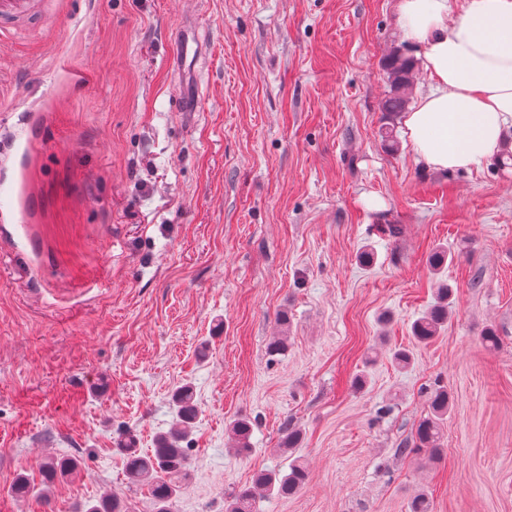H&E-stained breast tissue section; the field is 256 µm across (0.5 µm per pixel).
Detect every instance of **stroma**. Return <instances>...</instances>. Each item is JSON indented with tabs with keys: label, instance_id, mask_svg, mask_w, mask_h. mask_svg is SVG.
I'll use <instances>...</instances> for the list:
<instances>
[{
	"label": "stroma",
	"instance_id": "stroma-1",
	"mask_svg": "<svg viewBox=\"0 0 512 512\" xmlns=\"http://www.w3.org/2000/svg\"><path fill=\"white\" fill-rule=\"evenodd\" d=\"M187 26L203 48L179 69ZM395 47L416 54L397 0H44L0 41V138L30 143L0 151L18 218L0 223V512H44L10 487L47 454L82 464L46 490L53 512L106 493L152 512L119 441L153 448L183 385L199 419L171 512H225L296 459L303 487L255 512H410L422 492L432 512H512V167L385 148ZM442 283L448 323L417 342ZM440 387L441 456L398 455ZM260 488H275V478L264 472L257 473L252 485L238 490L227 504L226 512H254L255 491Z\"/></svg>",
	"mask_w": 512,
	"mask_h": 512
}]
</instances>
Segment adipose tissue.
Segmentation results:
<instances>
[{
    "instance_id": "1",
    "label": "adipose tissue",
    "mask_w": 512,
    "mask_h": 512,
    "mask_svg": "<svg viewBox=\"0 0 512 512\" xmlns=\"http://www.w3.org/2000/svg\"><path fill=\"white\" fill-rule=\"evenodd\" d=\"M407 41L430 79L404 119L417 162L428 169H478L512 130V0H399Z\"/></svg>"
}]
</instances>
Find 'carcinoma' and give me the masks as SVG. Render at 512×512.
I'll list each match as a JSON object with an SVG mask.
<instances>
[{"label": "carcinoma", "mask_w": 512, "mask_h": 512, "mask_svg": "<svg viewBox=\"0 0 512 512\" xmlns=\"http://www.w3.org/2000/svg\"><path fill=\"white\" fill-rule=\"evenodd\" d=\"M384 69L390 84V91L381 101L384 112V125L381 134L388 150L396 149L395 121L409 105V89L413 84L415 63L405 57L397 48L385 58ZM451 289L443 284L438 288L436 301L429 310L413 324V336L420 342L433 339L448 322V298ZM173 400L176 406V422L166 433L159 435L155 448L142 452L136 448L132 436H127L122 443L126 471L133 482L148 486L156 512H170L169 504L176 492L179 479L187 475L188 449L182 447L188 435L195 427L198 409L193 391L184 386L175 391ZM448 390L437 388L430 399V409L426 417L418 424L416 443L413 448H400L398 453L408 455L425 452L437 456L441 451L443 427L448 415ZM232 439L235 447L241 451L250 449L252 423L246 417L235 419L231 424ZM78 461L46 460L41 468V485L49 486L68 472L78 468ZM307 472L302 464L293 461L288 476L277 481L271 475L259 472L252 480V485L238 490L227 504L226 512H255V491L260 488L277 489L281 497L294 495L306 481ZM11 494L17 498H40L35 486L24 478H18L11 487ZM75 512H131L126 499L115 494L105 496L93 505H83Z\"/></svg>", "instance_id": "obj_1"}]
</instances>
